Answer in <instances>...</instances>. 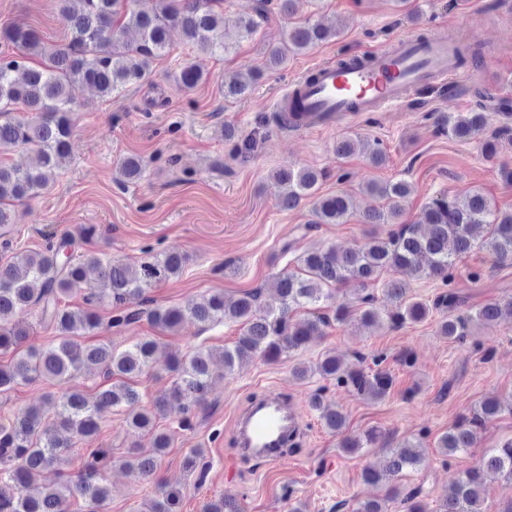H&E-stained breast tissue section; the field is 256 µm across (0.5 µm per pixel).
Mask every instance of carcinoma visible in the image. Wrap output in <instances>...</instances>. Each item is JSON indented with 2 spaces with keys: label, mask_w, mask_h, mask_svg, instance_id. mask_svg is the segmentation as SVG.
<instances>
[{
  "label": "carcinoma",
  "mask_w": 512,
  "mask_h": 512,
  "mask_svg": "<svg viewBox=\"0 0 512 512\" xmlns=\"http://www.w3.org/2000/svg\"><path fill=\"white\" fill-rule=\"evenodd\" d=\"M295 2L277 0V13L287 23L281 41L268 51L269 69L281 68L289 57L304 54L338 36V31L319 23L292 21ZM140 3L141 0H61L60 11L70 38L59 46L45 45L35 31L24 26H13L0 34L1 40L18 50L14 56L0 57V115L15 105L34 113L28 120H0V154L19 146L31 147L34 152L25 169L0 165V226L14 223L16 204L54 186L58 161L69 150L77 88L89 86L105 97L120 98L128 86L150 76L154 59L167 52L173 29L179 30L186 43L201 54L215 56L228 51L220 0H156L151 10L140 7ZM271 13L270 0H256L254 16L238 22L241 37L256 34ZM34 56L43 60L38 67L27 64ZM202 78L203 69L194 60L185 63L178 76L187 88ZM257 79L255 75L249 81L224 82V97L245 96ZM471 94L479 110L442 118L438 123L441 133L469 140L487 125L489 113L482 111L486 91L474 86ZM267 133L268 121L262 116L244 137L235 129L224 127V141L231 144L233 157L245 163ZM118 174L122 184L139 180L142 161L134 156L124 158ZM325 178L327 173L322 170L284 165L269 174L268 183L284 209H296L311 199V223L342 224L349 201L343 194L317 195L319 181ZM410 189L403 179L368 182L366 190L385 200V206L367 212L363 223L392 224L395 229L385 236L372 233L358 250L331 245L297 255L295 270L275 278L273 294L262 306L257 304L258 294L248 292L231 303L223 294L214 293L184 306L145 307L147 290L182 274L187 257L176 252L145 250L133 273L123 260L101 251L76 253L72 250L73 239L61 237L49 242L41 252H18L0 265V351L16 350L26 342V316L35 306L41 308L42 319L57 333L51 345H30L8 362L0 363V394L36 380L60 385V391L50 395L53 426L43 424L44 414L38 408L21 410L12 422L0 424V512H67L71 497L84 499L90 512H96L109 498L107 487L97 479L98 468L112 461L104 448L85 449L86 466L77 479H62L36 495L28 493L27 488L43 469L61 459L65 449L72 447L73 439L87 441L97 436L102 414L109 409L123 411L129 428L137 435L128 456L121 461L136 477L152 476L173 442V434L158 427L167 400L160 399L146 407L141 404L136 387L139 378L152 367L155 341L142 339L120 351L110 343L86 345L79 340L100 327L96 307L105 300L115 312L109 319V325L115 327L143 319L163 332H174L187 320L202 325L227 320L239 323L241 336L233 347L224 350L226 375L236 362L256 354L274 361L283 354L298 352L310 337L322 335L332 320L345 323L354 318L365 327L383 322L399 327L422 322L433 309L445 308L450 315L441 321L439 333L460 341L470 334L473 323L489 325L505 311L512 315V297L475 311L460 312L462 301L455 293H445L430 304L410 296L406 283L397 278L381 284L379 296L369 291L385 270L439 279L447 285L462 255L477 244L497 263L512 261V211L492 209L479 189L462 199L440 194L426 206L424 223L428 230L420 234L416 225L402 220V201ZM478 228L485 229L479 239L474 235ZM344 285L352 287V300L336 304L329 313L323 312ZM78 290L84 292L87 307L75 311L63 306L62 299ZM299 310L306 311L307 316L294 318ZM90 367L99 368L109 380L91 400L82 391L67 386L78 372ZM166 369L176 376L169 398L182 405L188 419L206 403L213 381L210 353L198 347L172 357ZM292 374L298 380L317 374L324 380L346 384L358 395L374 401L383 399L393 386L389 371L346 368L329 352L311 365L297 363ZM312 406L328 430L339 433L345 427V415L325 403L321 395L314 396ZM501 412L498 400L480 401L469 416L439 438L441 453L450 457L467 452L473 447L477 432ZM375 438L372 431L361 437H345L341 447L355 452ZM144 439L148 440L146 448L142 445ZM423 462L421 443L405 441L391 449L384 470L366 467L363 480L372 486L389 487L403 471ZM487 470L512 480V437L485 451L436 512H485L481 487ZM422 494V489L415 488L398 496L406 505V512H426ZM180 501V491L162 487L149 501L148 512H179ZM204 512H241V508L236 500L224 497L205 505Z\"/></svg>",
  "instance_id": "carcinoma-1"
}]
</instances>
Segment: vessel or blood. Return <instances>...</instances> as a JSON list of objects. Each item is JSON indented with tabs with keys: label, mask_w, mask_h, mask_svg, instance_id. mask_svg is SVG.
Instances as JSON below:
<instances>
[{
	"label": "vessel or blood",
	"mask_w": 512,
	"mask_h": 512,
	"mask_svg": "<svg viewBox=\"0 0 512 512\" xmlns=\"http://www.w3.org/2000/svg\"><path fill=\"white\" fill-rule=\"evenodd\" d=\"M467 76L456 65L455 45L444 37L400 36L388 49L365 59L328 60L308 68L290 85L285 102L299 101L309 128H323L356 112H380L404 105L412 92L433 91L439 81L459 84ZM301 427L294 402L281 393L255 399L235 419L237 455L275 467L286 459L284 443Z\"/></svg>",
	"instance_id": "obj_1"
}]
</instances>
